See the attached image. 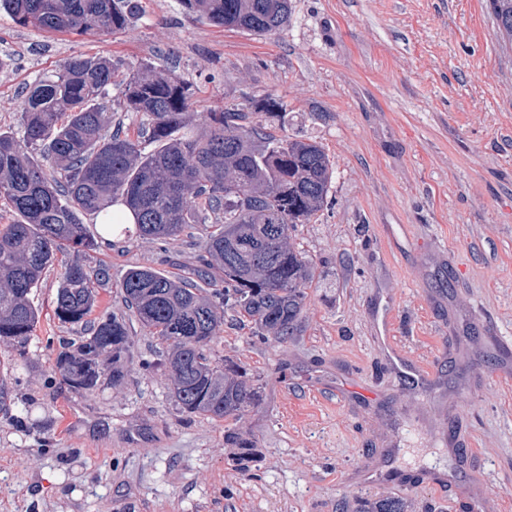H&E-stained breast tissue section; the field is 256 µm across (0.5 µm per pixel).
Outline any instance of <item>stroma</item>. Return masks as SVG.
<instances>
[{
	"label": "stroma",
	"instance_id": "35a3bbf8",
	"mask_svg": "<svg viewBox=\"0 0 512 512\" xmlns=\"http://www.w3.org/2000/svg\"><path fill=\"white\" fill-rule=\"evenodd\" d=\"M138 6L124 29L81 35L1 10L0 128L22 136L27 89L76 55L111 58L106 101L132 134L141 117L120 82L148 63L193 86L197 113L281 102L288 136L321 143L334 166L328 206L292 236L319 274L305 330L262 342L224 314L214 349L262 394L233 423L260 451L242 472L224 421L177 409L137 320L124 385L77 391L53 374L59 342L82 328L55 317L62 269L50 268L25 349L0 344L14 398L0 412V512H338L386 496L446 512L453 485L420 479L431 461L479 482L483 512H512V57L487 0H292L267 36L195 20L181 0ZM206 233L131 231L81 257L110 273L98 311H122L130 267L180 274ZM399 352L432 383L410 386ZM366 462L397 479L366 484Z\"/></svg>",
	"mask_w": 512,
	"mask_h": 512
}]
</instances>
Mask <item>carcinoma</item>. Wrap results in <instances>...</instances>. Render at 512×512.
Here are the masks:
<instances>
[{
	"label": "carcinoma",
	"mask_w": 512,
	"mask_h": 512,
	"mask_svg": "<svg viewBox=\"0 0 512 512\" xmlns=\"http://www.w3.org/2000/svg\"><path fill=\"white\" fill-rule=\"evenodd\" d=\"M187 14L229 30L263 36L282 30L291 0H181ZM500 36L512 45V0H489ZM21 26L84 34L124 28L136 14L133 0H0ZM112 61L73 56L34 84L22 101L23 136L0 131V200L18 220L0 228V342L23 344L39 321L31 295L67 251H93L98 240L80 215H103L115 228L120 200L136 216V233L168 242L209 215L200 242L196 278L130 268L119 285L125 311L91 317L102 266L65 264L54 302L64 324L86 325V335L57 350L54 371L76 390L104 379L114 387L128 377L127 315L163 346L172 397L188 416L238 419L261 401L247 370L210 354L230 307L254 336L286 342L304 326L307 288L316 271L291 243L292 232L328 204L333 164L313 140L278 135L262 117L279 118L273 99L208 112L202 124L189 111L191 86L151 64L125 88V108L144 118L138 138L112 124L103 98ZM224 444L243 467L256 444L236 430ZM353 512H404L392 498L359 501Z\"/></svg>",
	"instance_id": "obj_1"
}]
</instances>
